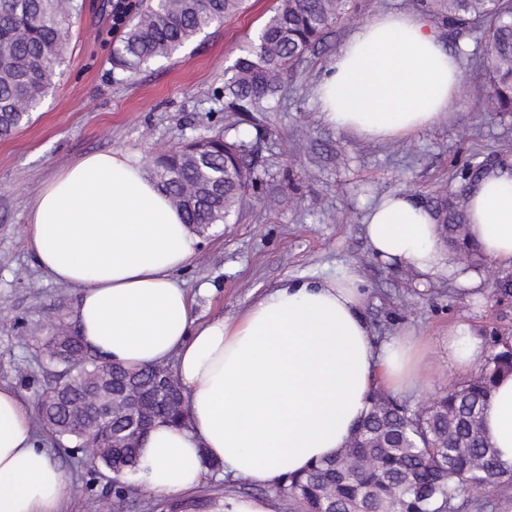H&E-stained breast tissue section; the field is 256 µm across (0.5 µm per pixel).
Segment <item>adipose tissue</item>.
<instances>
[{"label": "adipose tissue", "instance_id": "ef3b65f1", "mask_svg": "<svg viewBox=\"0 0 512 512\" xmlns=\"http://www.w3.org/2000/svg\"><path fill=\"white\" fill-rule=\"evenodd\" d=\"M460 86L459 62L428 18L379 12L339 46L314 105L322 123L382 142L446 120ZM144 168L121 151L82 156L38 193L25 238L42 272L78 290L87 348L131 368L176 362L188 421L157 423L141 441L137 476L148 489L190 491L211 462L233 479L282 484L336 457L376 389L408 393L422 382L424 339L403 332L376 345L351 268L286 281L234 319L199 320L175 273L200 239ZM467 219L480 250L512 265V170L491 169L473 185ZM365 235L378 258L427 275L446 269L432 211L413 194L373 204ZM482 356L467 324L449 326V362L463 369ZM483 419L512 466V376L498 382ZM68 493L28 406L0 386V512H61Z\"/></svg>", "mask_w": 512, "mask_h": 512}]
</instances>
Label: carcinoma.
<instances>
[{
  "label": "carcinoma",
  "instance_id": "obj_1",
  "mask_svg": "<svg viewBox=\"0 0 512 512\" xmlns=\"http://www.w3.org/2000/svg\"><path fill=\"white\" fill-rule=\"evenodd\" d=\"M422 13L456 28L480 29L486 60V108L512 114V0H419ZM354 0H280L236 59L224 83L225 109L269 112L294 67L323 44L329 30L347 16ZM84 3L70 0H0V139L30 119L14 109L19 97L37 106L67 53V22ZM245 0H115L112 14L123 28L113 48L114 80L129 79L140 67L178 52L206 29L241 12ZM187 141L155 155L149 175L201 233L222 224L253 182L244 142L222 134ZM503 165L499 160L495 163ZM491 158L466 163L461 189L436 198L433 211L448 248V264L477 271L484 255L467 231L468 190ZM476 372L446 388L426 406L415 407L379 390L374 393L350 444L339 455L286 479L296 512H463L487 507L485 491L512 486L486 436L483 410L497 380L512 375V336L493 331ZM49 360L63 365L43 389L38 421L60 443L85 456L89 435L99 434L108 451L92 463L133 472L137 449L128 446L133 420L96 417L88 409L94 392H120L130 382L151 379L161 366L132 371L91 353L79 337H49Z\"/></svg>",
  "mask_w": 512,
  "mask_h": 512
}]
</instances>
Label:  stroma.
<instances>
[{
    "label": "stroma",
    "instance_id": "35a3bbf8",
    "mask_svg": "<svg viewBox=\"0 0 512 512\" xmlns=\"http://www.w3.org/2000/svg\"><path fill=\"white\" fill-rule=\"evenodd\" d=\"M277 3L248 0L243 12L122 83L113 81L109 63L121 35L111 13L88 6L73 19L69 51L40 107L28 124L0 139V385L14 388L30 408H37L53 371L42 340L53 326L73 322L77 303L76 289L44 275L26 247L33 197L85 154L146 157L221 130H235L246 141L256 180L227 223L201 234L197 256L177 273L195 315L231 318L260 292L288 279L325 278L354 268L376 342L411 331L429 343V381L407 396L417 405L468 376L448 363L449 325L468 323L479 337L494 329L512 334V301L494 293L498 264L475 272L473 288L453 276L425 277L375 258L363 224L370 204L387 194L409 191L427 204L458 189V163L491 153L512 160V115L484 109L482 32L434 20L462 73L447 121L414 138L372 142L323 124L314 91L357 26L377 12L417 11V0H356L325 46L307 54L289 75L275 111H225L226 70ZM41 436L72 484L63 512H99L105 495L121 497L124 512H165L167 498L133 477L112 478L72 445L55 442L49 431ZM229 492L271 497L278 512H294L282 487L228 480L219 467L208 469L188 499V512Z\"/></svg>",
    "mask_w": 512,
    "mask_h": 512
}]
</instances>
